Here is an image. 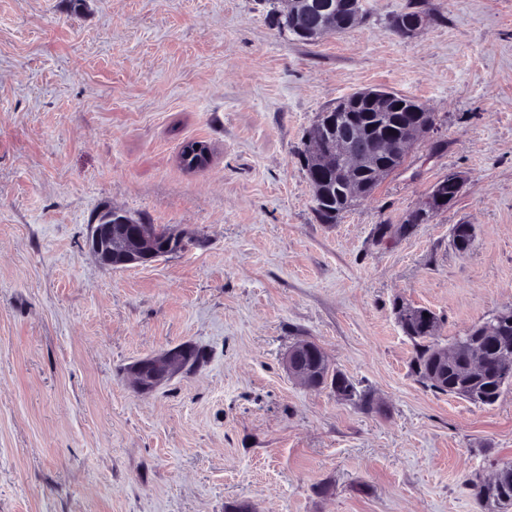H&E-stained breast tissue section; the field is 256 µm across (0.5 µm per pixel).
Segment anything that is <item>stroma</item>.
Masks as SVG:
<instances>
[{
  "label": "stroma",
  "instance_id": "1",
  "mask_svg": "<svg viewBox=\"0 0 512 512\" xmlns=\"http://www.w3.org/2000/svg\"><path fill=\"white\" fill-rule=\"evenodd\" d=\"M366 3L305 43L261 0H0V512H484L467 484L512 462V389L424 386L393 303L443 345L512 307V0ZM411 9L429 23L399 35ZM376 88L435 123L322 223L308 130ZM451 173L457 199L401 234ZM112 206L192 240L102 267L88 226ZM301 340L370 404L292 379ZM180 345L200 364L138 393L129 367Z\"/></svg>",
  "mask_w": 512,
  "mask_h": 512
}]
</instances>
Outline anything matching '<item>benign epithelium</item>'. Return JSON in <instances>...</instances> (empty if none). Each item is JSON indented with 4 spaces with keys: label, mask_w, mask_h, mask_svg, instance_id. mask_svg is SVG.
Segmentation results:
<instances>
[{
    "label": "benign epithelium",
    "mask_w": 512,
    "mask_h": 512,
    "mask_svg": "<svg viewBox=\"0 0 512 512\" xmlns=\"http://www.w3.org/2000/svg\"><path fill=\"white\" fill-rule=\"evenodd\" d=\"M281 6L279 12L290 16L292 28L299 40L311 42L335 29L357 22L366 8L365 0H320L305 10L298 0H275ZM428 23L422 14L412 17H397L394 30L401 35L421 30ZM352 114L349 100L336 104L333 112L322 113L312 125L307 137V155L310 175L317 178L330 171L341 176L343 192L352 199L366 195L364 184L354 174L367 164L378 179L384 178L388 168L376 161V156L407 155L411 149L430 131L428 121L413 119L398 132L389 131L377 142L374 150H359L349 146ZM451 200L441 188H436L423 201L420 209L430 213L448 207ZM112 218L122 222L118 231L103 220L91 225L87 247L91 256L103 267L122 268L130 265H144L160 254L171 255L184 247L188 238L185 230H166L165 236L156 233L155 225L143 220H124L125 211L119 207L110 208ZM323 349L314 341H302L292 346L284 357L288 374L309 389L322 387L330 370L324 368ZM191 361L184 346H177L163 353L140 359L128 369L132 385L142 393L153 391L163 382L190 367Z\"/></svg>",
    "instance_id": "obj_1"
}]
</instances>
